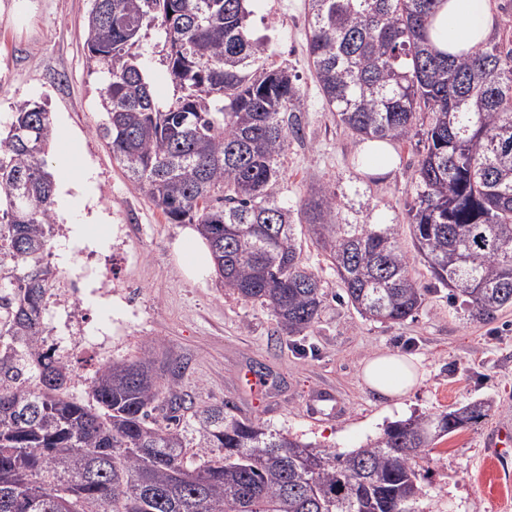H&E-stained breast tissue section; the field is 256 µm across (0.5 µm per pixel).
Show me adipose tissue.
I'll use <instances>...</instances> for the list:
<instances>
[{"label": "adipose tissue", "instance_id": "adipose-tissue-1", "mask_svg": "<svg viewBox=\"0 0 512 512\" xmlns=\"http://www.w3.org/2000/svg\"><path fill=\"white\" fill-rule=\"evenodd\" d=\"M494 24L491 0H442L431 38L440 50L466 54L486 43ZM362 376L371 391L389 400L405 395L418 381L412 357L398 354L369 358Z\"/></svg>", "mask_w": 512, "mask_h": 512}]
</instances>
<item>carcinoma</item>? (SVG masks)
<instances>
[{
	"mask_svg": "<svg viewBox=\"0 0 512 512\" xmlns=\"http://www.w3.org/2000/svg\"><path fill=\"white\" fill-rule=\"evenodd\" d=\"M247 0H92L91 58L107 65L98 130L128 179L172 224L205 240L219 282L287 336L325 302L296 224L327 256L348 302L401 323L428 288L411 273L399 225L352 223L336 188L297 213L274 191L304 99L247 28ZM443 0H308L310 70L325 107L366 140L425 153L407 223L431 278L482 321L512 305V46L451 56L429 35ZM159 22L176 97L160 106L139 32ZM427 113L426 128H417ZM51 113L14 104L0 135V512H420L418 459L485 418L490 404L392 422L348 453L268 428L225 402L173 389L181 366L152 355L99 367L91 401L67 395L71 369L44 349L56 277L48 150Z\"/></svg>",
	"mask_w": 512,
	"mask_h": 512,
	"instance_id": "carcinoma-1",
	"label": "carcinoma"
}]
</instances>
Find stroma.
I'll return each instance as SVG.
<instances>
[{"mask_svg": "<svg viewBox=\"0 0 512 512\" xmlns=\"http://www.w3.org/2000/svg\"><path fill=\"white\" fill-rule=\"evenodd\" d=\"M91 0H0V128L15 102L51 112L56 135L52 166L67 162L89 173L79 207L96 215L95 232L74 237L70 216L57 210L48 250L57 286L47 303L45 347L72 370L68 393L87 398L96 370L146 354L178 362L174 383L194 405L234 402L241 412L304 441L346 453L410 416L485 399L481 422L440 440L423 462L421 512H512V480L485 448L512 426V306L490 322L476 321L446 288L433 284L414 250L406 212L415 197L413 172L424 145L397 144L393 171L369 176L362 142L328 112L312 79L307 54V0H252L249 25L266 38L269 61L295 78L306 103L301 134L281 158L278 196L298 207L312 184L335 187L349 216L398 222L412 274L427 286L413 317L384 324L362 317L324 253L303 239V258L321 280L326 301L312 328L286 337L259 304L224 288L214 274L187 273L176 244L184 227L125 176L96 132L103 119L107 71L86 44ZM145 76L159 104L172 100L168 47L159 23L143 27ZM417 359L420 383L405 397L376 396L362 381V363L376 353ZM265 381L245 387V375Z\"/></svg>", "mask_w": 512, "mask_h": 512, "instance_id": "1", "label": "stroma"}]
</instances>
